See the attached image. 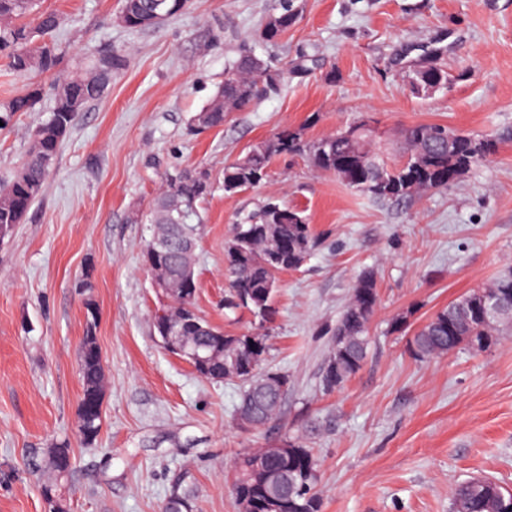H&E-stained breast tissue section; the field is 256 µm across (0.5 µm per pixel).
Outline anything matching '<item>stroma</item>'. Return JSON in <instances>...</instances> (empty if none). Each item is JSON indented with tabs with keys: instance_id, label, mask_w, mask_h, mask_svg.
<instances>
[{
	"instance_id": "35a3bbf8",
	"label": "stroma",
	"mask_w": 512,
	"mask_h": 512,
	"mask_svg": "<svg viewBox=\"0 0 512 512\" xmlns=\"http://www.w3.org/2000/svg\"><path fill=\"white\" fill-rule=\"evenodd\" d=\"M299 17L257 55L288 67L277 94L189 134L227 63L265 21L272 0H191L150 29L118 20L122 0H42L61 25L53 71L25 77L0 55V102L28 82L66 81L94 56L127 65L63 141L42 196L0 243V512H48L32 456L68 442L73 470L55 480L69 512H164L186 496L193 512H237L233 462L256 448L303 440L320 460L322 512H450L453 487L484 477L512 493V335L486 350L431 360L409 352L439 309L512 270V0H296ZM435 64L451 76L421 98L403 75ZM51 96L0 125V181L25 159ZM368 117L385 163L401 159L414 123L498 138V150L447 189L403 201L362 194L301 156L277 157L268 179L201 206L196 306L229 334L254 318L224 311V240L274 196L302 210L317 243L278 276L264 368L288 377L279 418L244 428L242 386L200 377L163 348L153 328L163 297L143 255L140 221L166 171L227 163L288 127L315 140ZM372 273L378 306L362 368L326 391L329 330L358 280ZM99 312L104 421L82 442L79 347L87 303ZM405 316L402 331L390 324Z\"/></svg>"
}]
</instances>
